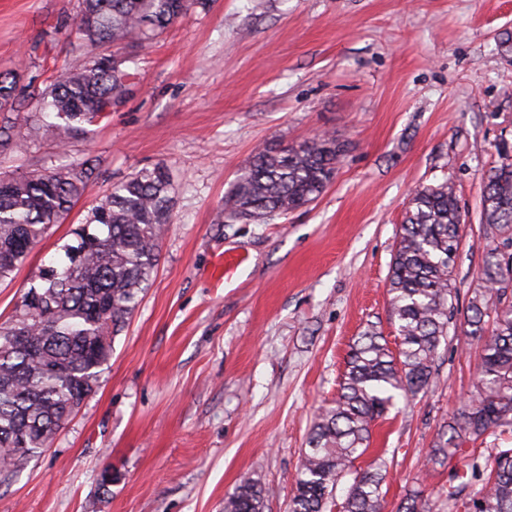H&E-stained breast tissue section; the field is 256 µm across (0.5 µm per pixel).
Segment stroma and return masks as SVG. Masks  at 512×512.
<instances>
[{"instance_id": "35a3bbf8", "label": "stroma", "mask_w": 512, "mask_h": 512, "mask_svg": "<svg viewBox=\"0 0 512 512\" xmlns=\"http://www.w3.org/2000/svg\"><path fill=\"white\" fill-rule=\"evenodd\" d=\"M79 6L0 0V73L42 89L61 65L78 66ZM124 52L136 60L126 95L67 149L48 131L27 153L0 147V173L86 159L99 172L0 284V322L114 183L162 164L175 186L158 266L94 393L48 451L0 484V512H224L246 474L264 512H288L351 345L370 325L399 345L387 283L416 189L454 185L460 302L477 284L481 178L512 156V0H198ZM324 133L344 152L315 202L263 222L218 221L257 148ZM225 253L243 262L220 288L211 271ZM475 373L449 336L428 392L373 424L357 465L385 456L384 512L414 490L441 512L463 457L432 466L427 456Z\"/></svg>"}]
</instances>
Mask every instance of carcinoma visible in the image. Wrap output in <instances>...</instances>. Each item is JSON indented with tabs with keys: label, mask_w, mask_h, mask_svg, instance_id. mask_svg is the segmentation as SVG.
<instances>
[{
	"label": "carcinoma",
	"mask_w": 512,
	"mask_h": 512,
	"mask_svg": "<svg viewBox=\"0 0 512 512\" xmlns=\"http://www.w3.org/2000/svg\"><path fill=\"white\" fill-rule=\"evenodd\" d=\"M194 0H81L77 46H118L149 40L184 15ZM127 58L118 50L61 66L41 91L0 74V146L25 153L45 124L64 146L123 98ZM35 105L14 131L8 113ZM343 155L329 134L297 146L264 148L238 175L224 199L235 218L259 221L316 200L332 182ZM92 168L84 162L20 177L0 178V282L12 277L30 250L60 223L86 192ZM174 182L157 164L112 187L62 249L60 276H36L25 295L38 305L16 306L0 323V478L9 479L52 447L70 416L94 392L113 342L149 286L159 238L171 223ZM481 219L488 239L478 287L472 289L461 335L475 350L478 375L459 410L430 449L442 464L471 442L512 433V158L483 178ZM462 215L455 189L444 182L417 190L396 240L388 277L394 353L368 329L351 347L336 400L318 411L294 478L289 512H326L338 481L353 476L340 512H383L387 464L355 462L369 449L372 424L396 399L425 392L441 343L457 311L453 268ZM448 512H512V448L472 452L448 479ZM261 486L243 478L224 499V512H263Z\"/></svg>",
	"instance_id": "1"
}]
</instances>
